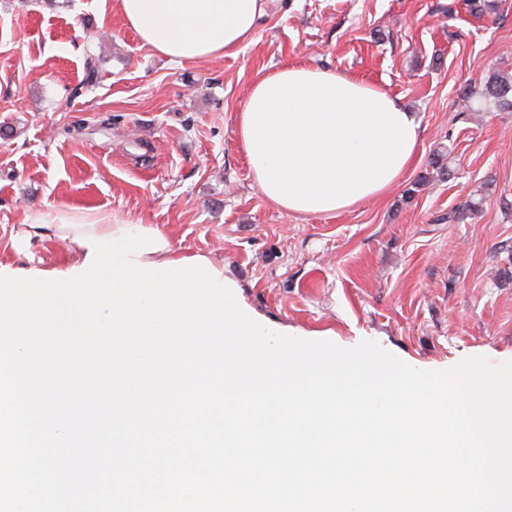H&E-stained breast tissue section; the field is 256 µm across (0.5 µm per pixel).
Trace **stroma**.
<instances>
[{
    "mask_svg": "<svg viewBox=\"0 0 512 512\" xmlns=\"http://www.w3.org/2000/svg\"><path fill=\"white\" fill-rule=\"evenodd\" d=\"M112 3L0 0V264H24L16 233L51 209L129 213L224 264L241 299L298 338L373 340L428 370L512 360V112L482 97L484 78L512 76V0L477 13L466 0H270L237 57L180 66ZM293 63L356 75L416 113L415 162L382 199L286 216L254 186L237 116L256 81ZM472 199L481 210L453 221Z\"/></svg>",
    "mask_w": 512,
    "mask_h": 512,
    "instance_id": "1",
    "label": "stroma"
}]
</instances>
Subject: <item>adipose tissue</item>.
Segmentation results:
<instances>
[{
	"mask_svg": "<svg viewBox=\"0 0 512 512\" xmlns=\"http://www.w3.org/2000/svg\"><path fill=\"white\" fill-rule=\"evenodd\" d=\"M269 0H115L123 25L171 62L233 57ZM237 144L263 197L290 215H334L382 197L412 167L415 113L385 89L333 69L286 65L258 80Z\"/></svg>",
	"mask_w": 512,
	"mask_h": 512,
	"instance_id": "ef3b65f1",
	"label": "adipose tissue"
}]
</instances>
